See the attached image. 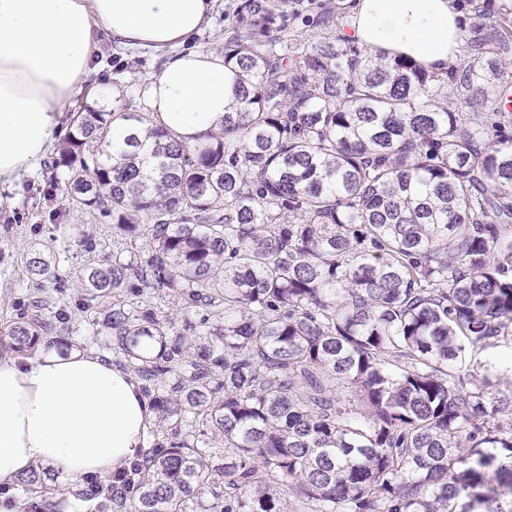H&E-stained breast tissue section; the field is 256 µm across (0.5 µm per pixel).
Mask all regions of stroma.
Masks as SVG:
<instances>
[{
	"label": "stroma",
	"instance_id": "1",
	"mask_svg": "<svg viewBox=\"0 0 512 512\" xmlns=\"http://www.w3.org/2000/svg\"><path fill=\"white\" fill-rule=\"evenodd\" d=\"M96 61L97 74L71 102L70 111L86 106L108 111L117 98L127 103L130 111H140L144 80L160 66V54L105 42ZM52 174L50 161H43L37 170L16 180L10 203L0 206V324L10 320L19 301L38 292L25 272L27 251L37 249L52 256L60 275L70 281L90 257L100 258L112 252L111 218L70 212L58 220H49V213L62 205L60 196L45 192ZM84 231L97 242L95 254H88L79 242Z\"/></svg>",
	"mask_w": 512,
	"mask_h": 512
}]
</instances>
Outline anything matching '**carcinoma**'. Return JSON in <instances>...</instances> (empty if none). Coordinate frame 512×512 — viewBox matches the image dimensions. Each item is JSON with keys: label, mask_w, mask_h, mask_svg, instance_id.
<instances>
[{"label": "carcinoma", "mask_w": 512, "mask_h": 512, "mask_svg": "<svg viewBox=\"0 0 512 512\" xmlns=\"http://www.w3.org/2000/svg\"><path fill=\"white\" fill-rule=\"evenodd\" d=\"M236 0L238 102L188 147L148 112L86 109L48 193L112 218V254L0 335L19 356L105 337L155 419L95 512H512V87L495 36L434 73L336 37L345 0ZM130 122L123 144L112 124ZM180 308L176 320L163 306ZM18 512H62L48 469ZM294 498L285 510L282 494Z\"/></svg>", "instance_id": "carcinoma-1"}]
</instances>
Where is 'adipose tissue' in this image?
Returning a JSON list of instances; mask_svg holds the SVG:
<instances>
[{"instance_id":"ef3b65f1","label":"adipose tissue","mask_w":512,"mask_h":512,"mask_svg":"<svg viewBox=\"0 0 512 512\" xmlns=\"http://www.w3.org/2000/svg\"><path fill=\"white\" fill-rule=\"evenodd\" d=\"M215 0H0V203L46 159L66 108L97 70L100 40L159 52L145 81L152 122L193 146L235 104L238 70L217 48L191 47ZM464 17L456 0H353L349 37L387 58L443 72ZM154 413L109 356H0V485L37 464L67 479L104 476L140 458Z\"/></svg>"}]
</instances>
